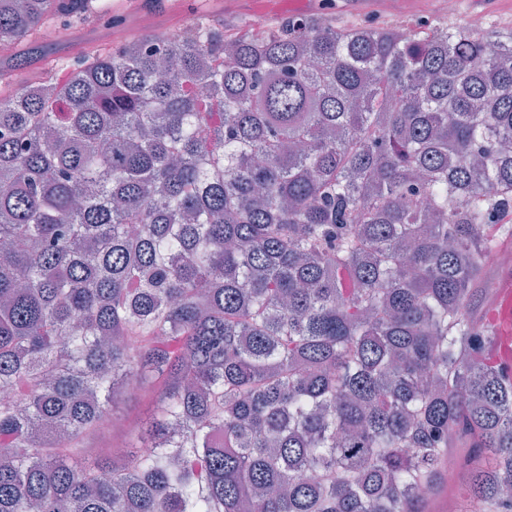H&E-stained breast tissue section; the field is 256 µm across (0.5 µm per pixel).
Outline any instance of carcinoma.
<instances>
[{
    "label": "carcinoma",
    "instance_id": "carcinoma-1",
    "mask_svg": "<svg viewBox=\"0 0 512 512\" xmlns=\"http://www.w3.org/2000/svg\"><path fill=\"white\" fill-rule=\"evenodd\" d=\"M0 0V48L108 11ZM0 89V512H512V30L198 19ZM152 393L117 453L85 438ZM499 303V309L493 317L499 325L500 336H504L500 347V357L508 372L511 373L512 352L509 336L512 334V280L502 281L499 290Z\"/></svg>",
    "mask_w": 512,
    "mask_h": 512
}]
</instances>
